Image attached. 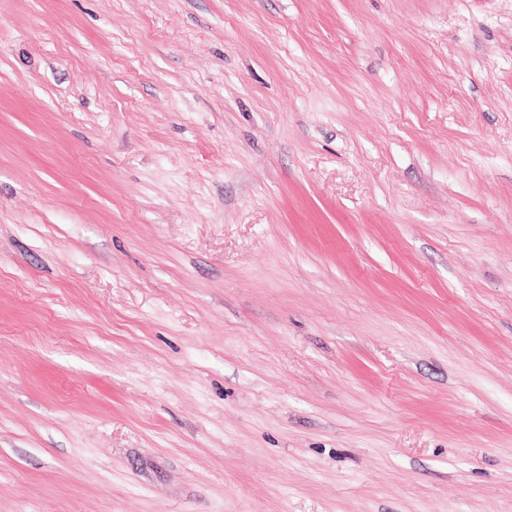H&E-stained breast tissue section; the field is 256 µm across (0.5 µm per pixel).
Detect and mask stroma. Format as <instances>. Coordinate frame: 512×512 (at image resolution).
Listing matches in <instances>:
<instances>
[{"instance_id":"35a3bbf8","label":"stroma","mask_w":512,"mask_h":512,"mask_svg":"<svg viewBox=\"0 0 512 512\" xmlns=\"http://www.w3.org/2000/svg\"><path fill=\"white\" fill-rule=\"evenodd\" d=\"M0 512H512V0H0Z\"/></svg>"}]
</instances>
